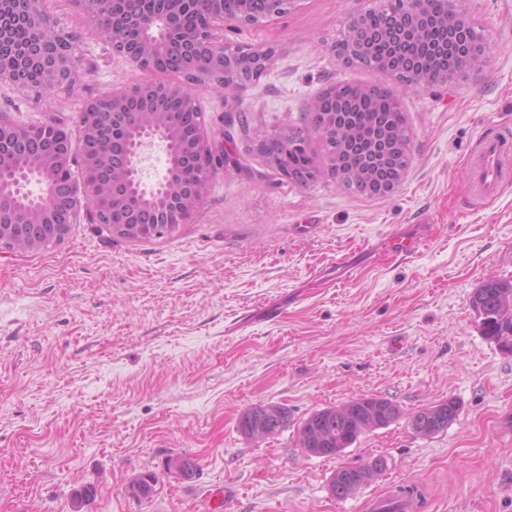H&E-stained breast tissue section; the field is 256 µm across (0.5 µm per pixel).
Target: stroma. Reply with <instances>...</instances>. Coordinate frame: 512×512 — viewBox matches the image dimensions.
<instances>
[{"instance_id":"stroma-1","label":"stroma","mask_w":512,"mask_h":512,"mask_svg":"<svg viewBox=\"0 0 512 512\" xmlns=\"http://www.w3.org/2000/svg\"><path fill=\"white\" fill-rule=\"evenodd\" d=\"M383 0H293L256 26L231 21L224 39L269 47V69L239 96L197 89L209 135L230 161L194 218L164 236L112 238L73 225L46 249L0 248V512H205L232 490L233 512H365L394 484L423 492L421 512H512V355L487 340L471 298L512 276V183L478 202L466 158L482 134L512 128V0H460L488 42L464 77L408 87L386 73L339 64L331 50L348 17ZM81 35L74 89L40 103L0 88V112L23 125L74 126L80 103L136 78L88 26L74 0H49ZM379 84L396 94L411 132L399 188L371 197L330 175L284 176L260 152L266 135L294 130L316 159L312 100L327 86ZM424 241L405 260L388 238ZM278 320L237 328L270 305ZM363 396L403 419L363 434L335 458L300 446L313 411ZM452 398L447 430L416 434L406 416ZM274 403L290 422L254 441L243 410ZM191 457L194 478L163 477ZM384 457L386 471L346 498L340 467ZM162 476L152 498L132 496L142 473Z\"/></svg>"}]
</instances>
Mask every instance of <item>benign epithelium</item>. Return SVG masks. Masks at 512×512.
<instances>
[{"label":"benign epithelium","mask_w":512,"mask_h":512,"mask_svg":"<svg viewBox=\"0 0 512 512\" xmlns=\"http://www.w3.org/2000/svg\"><path fill=\"white\" fill-rule=\"evenodd\" d=\"M14 12L46 37L29 50L11 67H0V85L7 84L26 93L36 102L61 89H69L78 80L76 61L82 52L79 35L60 27L45 6V0H8ZM170 10L164 13L169 20L186 7V0H168ZM293 0H267L265 15L250 13L249 0H238L237 14L224 12L206 14L198 26L175 39L158 30L160 18L150 15L128 35H111L107 41L112 52L121 56L129 68L141 74L173 73L176 80L157 82L137 80L122 88L83 101L77 116V133L56 124L50 133L51 141L40 144L37 162L27 177L19 178L12 187L0 179V200L8 197L24 205L28 220L24 224L0 222V247L31 249L41 246L52 236L65 237L73 224L86 220L99 224L115 237L140 236L148 228L173 229L177 216L199 209L207 189L217 173L224 168V150L209 136L206 124H201L197 136L182 138L180 130L161 123L151 112L142 114L138 125L128 136L125 148L118 153L113 142L100 130L97 117L100 103L106 100L113 114L121 115L129 102L137 97L158 105L164 97L182 96L190 105L202 111L195 95L198 87L234 89L243 91L259 79L270 67L273 51L268 48L231 47L224 44V19L231 18L246 25H256L266 19L288 13ZM442 5L443 19L453 18L460 27L469 25L463 11L451 0H392L395 9L389 12L393 27H409L419 31L430 28L434 18L432 4ZM366 39L361 17H352L345 25V37L332 46V51L343 65L363 62ZM178 41L184 52L180 68L167 65L176 53L173 41ZM33 69L42 72L37 89L29 88L27 73ZM376 69L399 77L406 86H434L433 74L417 69L409 74L394 67L383 58ZM29 127L0 113V171L5 168L3 148L13 146L16 153L29 151L26 132ZM201 162L199 179L190 187L177 183L176 166L183 159ZM325 169L343 185H349L345 170V156L329 149ZM82 171L105 172L112 185L125 188V198L112 207V222L106 223L93 205L99 184H90L78 177ZM166 475L182 479L190 472V464L173 458L164 464Z\"/></svg>","instance_id":"benign-epithelium-1"}]
</instances>
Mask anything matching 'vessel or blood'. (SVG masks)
<instances>
[{
	"label": "vessel or blood",
	"instance_id": "1",
	"mask_svg": "<svg viewBox=\"0 0 512 512\" xmlns=\"http://www.w3.org/2000/svg\"><path fill=\"white\" fill-rule=\"evenodd\" d=\"M470 188L473 196L487 199L495 196L502 184L512 179V133L502 131L484 137L468 161ZM421 244L415 236L396 234L388 241L392 256L408 258ZM368 512H417V497L411 493L376 496L366 503Z\"/></svg>",
	"mask_w": 512,
	"mask_h": 512
}]
</instances>
